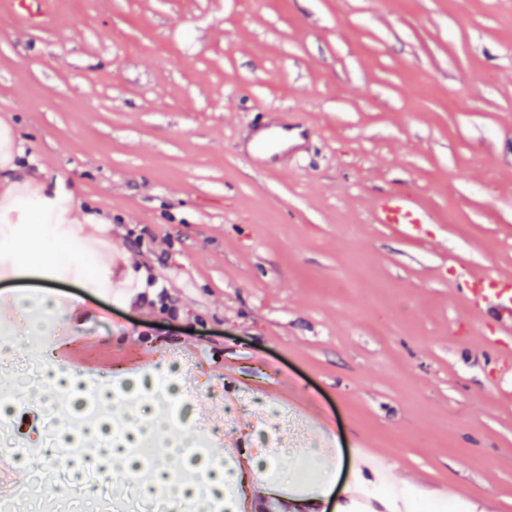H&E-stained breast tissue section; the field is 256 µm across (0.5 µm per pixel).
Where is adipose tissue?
<instances>
[{"instance_id": "obj_1", "label": "adipose tissue", "mask_w": 512, "mask_h": 512, "mask_svg": "<svg viewBox=\"0 0 512 512\" xmlns=\"http://www.w3.org/2000/svg\"><path fill=\"white\" fill-rule=\"evenodd\" d=\"M128 420L121 430H111L98 421L82 428L79 452L65 457L73 482H81L89 472L111 478L114 495H122L128 481H135L139 496L148 499L154 512H168L171 502L189 500L195 512H208V504L223 500L228 512H237L240 503L233 493L239 477L251 474L253 487L259 494H268L274 481L269 457L250 454L245 463L227 468L222 461L198 456L193 448L191 433H169L167 423L157 410L143 402H133L127 412ZM170 434L171 452L153 467H146L134 450L161 434Z\"/></svg>"}]
</instances>
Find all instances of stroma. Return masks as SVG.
Wrapping results in <instances>:
<instances>
[{
	"label": "stroma",
	"mask_w": 512,
	"mask_h": 512,
	"mask_svg": "<svg viewBox=\"0 0 512 512\" xmlns=\"http://www.w3.org/2000/svg\"><path fill=\"white\" fill-rule=\"evenodd\" d=\"M265 108L306 123L299 156L254 154ZM387 192L429 237L375 223ZM461 265L512 277V0H48L35 29L0 0V389L51 355L101 389L170 364L203 455L240 459L257 399L301 429L252 512L327 482L316 512H512V383L489 381ZM37 302L49 345L24 339ZM54 433L24 391L0 446L41 469ZM5 483L10 512L112 496Z\"/></svg>",
	"instance_id": "35a3bbf8"
}]
</instances>
